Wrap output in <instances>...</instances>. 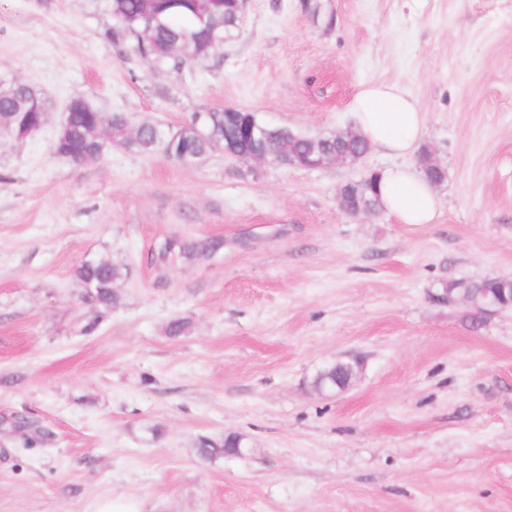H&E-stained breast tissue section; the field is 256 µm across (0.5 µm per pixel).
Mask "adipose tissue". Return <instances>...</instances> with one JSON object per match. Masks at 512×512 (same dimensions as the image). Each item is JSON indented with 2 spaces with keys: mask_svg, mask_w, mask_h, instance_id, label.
<instances>
[{
  "mask_svg": "<svg viewBox=\"0 0 512 512\" xmlns=\"http://www.w3.org/2000/svg\"><path fill=\"white\" fill-rule=\"evenodd\" d=\"M350 110L370 145L397 159L379 175L384 211L402 224L432 223L441 208L432 184L398 162L414 149L424 129L425 114L418 101L400 83L379 82L363 86Z\"/></svg>",
  "mask_w": 512,
  "mask_h": 512,
  "instance_id": "obj_1",
  "label": "adipose tissue"
}]
</instances>
